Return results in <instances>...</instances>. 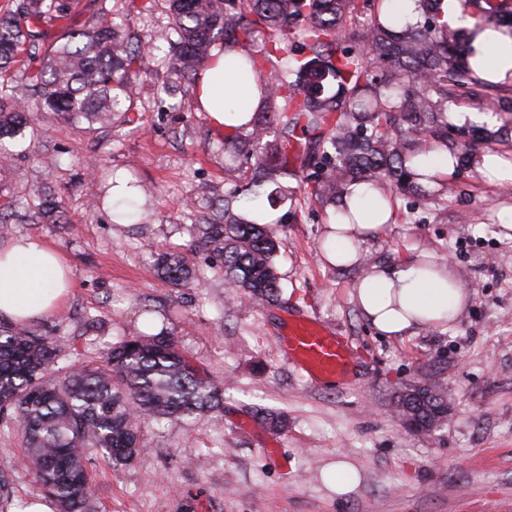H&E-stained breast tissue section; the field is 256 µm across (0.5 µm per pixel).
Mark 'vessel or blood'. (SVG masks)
I'll return each mask as SVG.
<instances>
[{
    "label": "vessel or blood",
    "instance_id": "1",
    "mask_svg": "<svg viewBox=\"0 0 512 512\" xmlns=\"http://www.w3.org/2000/svg\"><path fill=\"white\" fill-rule=\"evenodd\" d=\"M282 349L285 359L313 381L344 376L353 363L342 337L309 317L290 318Z\"/></svg>",
    "mask_w": 512,
    "mask_h": 512
}]
</instances>
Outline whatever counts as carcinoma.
<instances>
[{
  "mask_svg": "<svg viewBox=\"0 0 512 512\" xmlns=\"http://www.w3.org/2000/svg\"><path fill=\"white\" fill-rule=\"evenodd\" d=\"M166 2L171 22L149 41L120 34L105 14L75 25V0H22L1 14L0 163L13 155L5 141L24 136L42 112L112 124L129 111L133 78L166 45L170 72L196 88L224 38V50L241 53L256 73L260 108L245 126L224 133V161L240 172L242 185L196 225L194 246L218 259L233 300L279 301L275 231L235 211L241 200H272L267 184L311 168L310 196L326 206L341 203L356 182L380 187L393 208L408 194L423 205H444L455 189L419 172L413 159L447 151L458 172L481 143L509 135L502 127L448 125L450 104L481 96L494 83L481 77L490 61L468 41L467 29L442 19L441 0H416L419 20L404 25L393 0ZM466 2L476 30L505 26L512 35V0ZM51 27L58 35L47 46ZM18 71L25 107L15 97ZM37 197L39 214L60 219L52 191ZM155 265L176 288L198 281L177 253L159 254ZM59 352L34 326H0V413L17 422L27 466L59 512H86L85 449L125 464L139 453L141 420L188 419L224 400V384L202 377L170 336L123 340L100 364L52 381L47 373ZM393 407L421 437L448 415L447 398L418 377L396 392ZM253 418L273 431L285 426L275 411L257 409Z\"/></svg>",
  "mask_w": 512,
  "mask_h": 512,
  "instance_id": "obj_1",
  "label": "carcinoma"
}]
</instances>
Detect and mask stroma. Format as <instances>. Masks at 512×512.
<instances>
[{
  "label": "stroma",
  "mask_w": 512,
  "mask_h": 512,
  "mask_svg": "<svg viewBox=\"0 0 512 512\" xmlns=\"http://www.w3.org/2000/svg\"><path fill=\"white\" fill-rule=\"evenodd\" d=\"M78 0L75 20L111 15L122 33L148 39L168 23L163 0ZM163 61L151 63L135 86L126 122L110 128L45 112L29 151L0 167V203L16 215L0 242L30 235L61 250L73 288L45 335L63 349L52 376L98 363L107 348L144 331L176 337L202 374L223 379L224 403L189 420H145L141 451L115 465L86 449L93 495L89 512H512V182L479 172L459 178L447 210L397 200L384 236L366 244L367 262L429 259L449 262L470 300L450 328L413 336L378 335L354 300L361 268L338 270L320 259L332 207L286 191L275 226L281 296L258 307L230 303L223 276L193 247L195 224L213 199L237 184L224 166V133L195 97L175 88ZM131 175L148 208L127 225L114 223L96 201L115 172ZM48 186L63 205L60 222L34 215L36 191ZM178 252L201 274L198 288H175L154 261ZM159 312L146 325V309ZM322 321L351 349L348 378L311 382L286 362L280 338L289 316ZM442 386L448 422L422 438L393 413L392 396L412 376ZM281 411L278 434L250 414ZM22 438L0 421V470L10 496L0 512L37 495L23 466ZM349 461L360 483L339 496L324 482L336 459Z\"/></svg>",
  "instance_id": "stroma-1"
}]
</instances>
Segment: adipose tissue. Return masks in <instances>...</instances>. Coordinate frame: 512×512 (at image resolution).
<instances>
[{
  "mask_svg": "<svg viewBox=\"0 0 512 512\" xmlns=\"http://www.w3.org/2000/svg\"><path fill=\"white\" fill-rule=\"evenodd\" d=\"M473 45L496 61L498 80L512 77L511 36L486 29L477 33ZM255 81L240 53L219 54L196 88L197 102L215 128L232 130L249 120L259 105ZM343 201L355 219L347 221L339 212L332 215L321 258L337 268L364 266L354 298L375 331L411 336L454 324L469 294L450 263L438 262L426 270L415 262L365 263L363 247L388 230L392 209L381 190L367 183L352 187ZM70 288V268L58 249L32 237L0 244V322H44L62 307Z\"/></svg>",
  "mask_w": 512,
  "mask_h": 512,
  "instance_id": "ef3b65f1",
  "label": "adipose tissue"
}]
</instances>
